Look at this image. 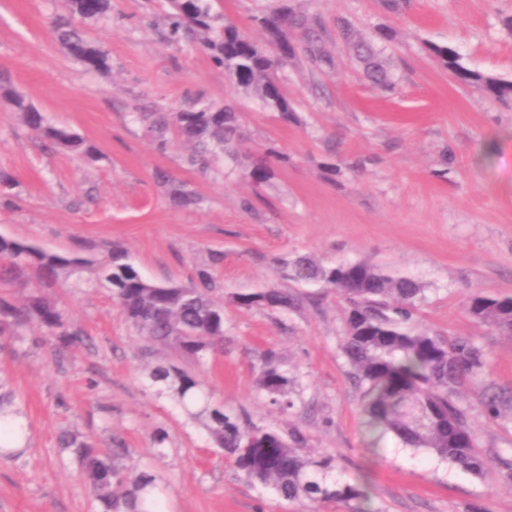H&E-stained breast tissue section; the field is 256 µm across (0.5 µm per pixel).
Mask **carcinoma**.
I'll use <instances>...</instances> for the list:
<instances>
[{
  "label": "carcinoma",
  "instance_id": "obj_1",
  "mask_svg": "<svg viewBox=\"0 0 512 512\" xmlns=\"http://www.w3.org/2000/svg\"><path fill=\"white\" fill-rule=\"evenodd\" d=\"M168 37L190 39L209 52L224 68L234 86L255 98L283 121L295 119L294 108L282 92L278 71L301 59L318 67L328 63L317 22L288 8L256 18L264 41L254 39L212 11L211 0H170ZM65 8L82 19L106 16L110 0H64ZM340 40L364 63L367 76L382 87L391 82L375 51L344 18L336 19ZM58 39L69 54L88 69H110L106 50L88 39L83 29L61 17L55 25ZM428 51L462 83L479 88L498 100L512 102V81L469 70L458 54L430 45ZM13 111L49 145L79 159L93 161L96 148L84 136L51 125L25 96L4 89ZM144 136L158 151L173 138L190 144L185 163L206 173L227 159L255 185L271 182L276 168L288 165V155L269 151L256 159L239 131V113L231 106L220 112L209 104L194 103L177 112H139ZM159 183L180 207L198 204L190 183L159 172ZM223 261L215 252L197 269L188 284L158 283L146 279L128 252L112 246L100 257L93 252L58 253L32 243L0 236V335L20 336L33 328L55 333L63 345L82 342V332L69 329L55 297L57 288H108L123 319L150 345L160 344L175 357L202 365L224 348V305L213 293L221 288L211 270ZM280 281L289 288L269 285L237 291L231 301L244 309L270 313L297 310L305 302L322 300L329 290L346 305L342 352L352 367V379L361 391V412L367 431L380 438L394 434L407 447L431 452L475 476L488 468V458L476 443L475 431L457 398L468 382L482 374L485 350L464 336L433 333L420 327L414 312L423 301L422 285L414 278L388 272L366 261L322 262L308 256H282L275 261ZM24 290L23 297L8 295ZM466 312L497 332L512 336V296L474 293ZM259 387L275 405L288 408L290 377L276 351L262 358ZM154 384L192 420L200 422L218 450L249 481L272 489L293 502L348 504L364 497L350 482L328 481L334 469L330 457L304 453L307 439L298 429L286 434L253 424L243 413H228L200 390L195 376L174 364H158L149 371ZM21 415L14 392L0 379V431L10 432L9 417ZM62 447L76 459L93 498L102 512H160L158 478L150 470L128 471L118 462L123 444L112 441L103 453L75 435L62 439Z\"/></svg>",
  "mask_w": 512,
  "mask_h": 512
}]
</instances>
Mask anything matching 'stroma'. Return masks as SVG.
Segmentation results:
<instances>
[{
    "instance_id": "obj_1",
    "label": "stroma",
    "mask_w": 512,
    "mask_h": 512,
    "mask_svg": "<svg viewBox=\"0 0 512 512\" xmlns=\"http://www.w3.org/2000/svg\"><path fill=\"white\" fill-rule=\"evenodd\" d=\"M319 21L333 57L319 70L300 61L278 81L297 119L284 123L239 93L209 54L162 32L168 0H112L108 19L85 24L110 55L109 72L84 68L56 40L61 0H0V83L23 94L47 120L85 136L98 158L82 163L40 146L36 134L0 102V171L17 186L0 205V236L66 253L102 254L123 246L156 282L185 283L210 252L224 262L214 276L250 290L276 283V257L364 260L423 284L420 326L467 336L484 347L483 374L459 403L493 461L476 477L387 437L366 444L361 393L341 352L343 305L272 314L225 304L224 351L196 373L225 410L257 425L301 429L305 451L332 457L336 477L360 481L371 512H512V484L501 459L512 456V404L499 417L480 404L512 394V338L470 318L477 291L512 296V103L455 81L426 47L457 51L473 70L512 79V0H213L215 11L254 38L255 19L282 6ZM384 50L394 81L374 87L336 34L337 18ZM202 100L233 105L247 143L287 153L263 189L231 165L188 169L182 141L155 150L134 118L138 107L179 111ZM189 182L198 205L175 206L154 175ZM82 344L60 348L0 343V378L18 396L28 442L16 460L0 459V512H98L60 438L79 434L98 448L120 438L124 465L150 468L163 486L165 512H350L343 503L285 502L249 483L212 448L204 429L165 397L147 367L172 361L147 349L105 288L57 294ZM277 351L294 379L293 408L272 405L259 388L260 357ZM165 428L164 447L151 443Z\"/></svg>"
}]
</instances>
